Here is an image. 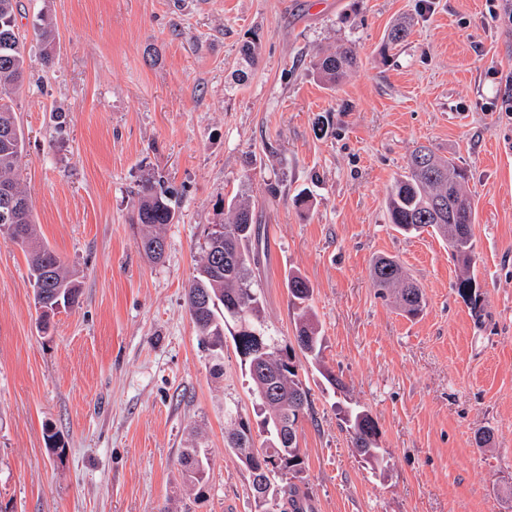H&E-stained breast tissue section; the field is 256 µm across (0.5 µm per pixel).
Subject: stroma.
<instances>
[{
	"instance_id": "35a3bbf8",
	"label": "stroma",
	"mask_w": 512,
	"mask_h": 512,
	"mask_svg": "<svg viewBox=\"0 0 512 512\" xmlns=\"http://www.w3.org/2000/svg\"><path fill=\"white\" fill-rule=\"evenodd\" d=\"M503 0H20L19 31L54 32L53 63L14 97L19 178L42 241L81 283L41 332L20 247L0 238V512H257L225 447V409L251 424L233 342L224 373L201 344L186 292L209 225L246 196L260 235L262 319L293 342L287 277L313 289L333 387L299 375L313 412L298 425L312 512H512V24ZM407 22L397 45L388 33ZM262 54L238 82L239 48ZM352 46L328 89L317 51ZM419 145L468 174L484 316L453 288L459 268L433 232L389 224L387 192ZM161 177L179 221L149 262L130 216ZM276 194H269V186ZM420 284L414 319L381 295L374 261ZM377 421L382 461L351 444L340 410ZM57 432L64 454L50 451ZM492 440L478 446V432ZM210 453L207 497L181 484L182 448Z\"/></svg>"
}]
</instances>
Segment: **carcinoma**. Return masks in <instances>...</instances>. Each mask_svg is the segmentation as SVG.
<instances>
[{
	"instance_id": "obj_1",
	"label": "carcinoma",
	"mask_w": 512,
	"mask_h": 512,
	"mask_svg": "<svg viewBox=\"0 0 512 512\" xmlns=\"http://www.w3.org/2000/svg\"><path fill=\"white\" fill-rule=\"evenodd\" d=\"M17 0H0V195L7 192L17 203L13 220L0 222V237L21 247L27 257L30 279L34 280L33 300L42 310L40 330L48 332L50 315L59 308L78 303L80 288L60 257L39 241L32 208L17 178L24 137L13 109V95L32 67L17 26ZM44 65L52 62L51 31L44 19L35 24ZM261 46L252 39L243 42L240 57L248 67L260 59ZM356 55L345 46L330 53L314 56L312 68L317 78L334 87L354 66ZM466 171L451 157L436 154L421 146L410 158L407 172L395 179L387 196L389 223L402 234L425 228L442 237L451 248V256L462 267L453 288L470 307L476 318L483 311L479 284L470 274L474 249L472 224L474 210L464 185ZM228 218L212 224L207 232V246L187 291V302L202 340L223 356L225 335H230L236 351L248 369L250 391L263 415L265 437L256 441L249 420L231 416L226 436L229 449L243 466L254 455H261L266 470L262 477L271 488L274 505L260 498L255 502L262 512H308L307 498L294 487L275 485L278 477L294 478L303 473V458L298 442V423L312 406L311 389L299 378L296 353H301L316 370L336 388L343 384L321 367L323 337L311 301L313 288L298 274L288 276V294L296 310V346H282L268 334L261 316V292L252 278L251 265L256 260L253 240L259 239L254 213L249 201L232 199L227 204ZM132 223L140 227V249L145 257L158 263L161 257L151 253V244L164 239L162 230L178 221V215L167 191L146 179L134 205ZM374 286L394 291L401 311L409 318L420 315L425 307L422 288L410 278L393 258H379L372 268ZM368 412L352 409L345 423L353 448L373 462L380 458V431L375 420L366 424L359 420ZM180 474L195 497L204 496L209 481L210 459L204 448H185L179 458Z\"/></svg>"
}]
</instances>
